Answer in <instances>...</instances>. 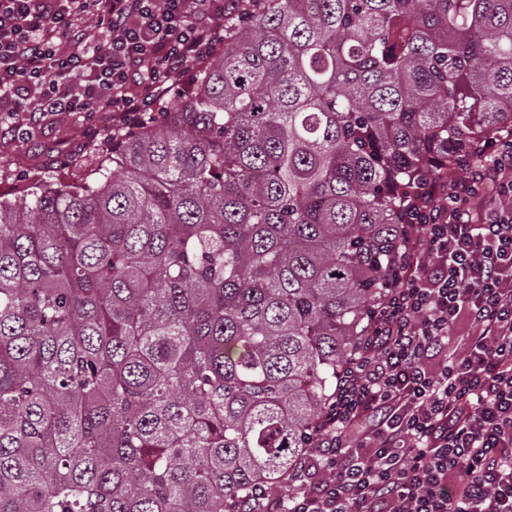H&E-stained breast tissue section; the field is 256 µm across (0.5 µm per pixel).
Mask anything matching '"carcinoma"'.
<instances>
[{"label": "carcinoma", "mask_w": 512, "mask_h": 512, "mask_svg": "<svg viewBox=\"0 0 512 512\" xmlns=\"http://www.w3.org/2000/svg\"><path fill=\"white\" fill-rule=\"evenodd\" d=\"M512 127V0H259L99 176L0 200V512H249L309 450L403 192Z\"/></svg>", "instance_id": "carcinoma-1"}]
</instances>
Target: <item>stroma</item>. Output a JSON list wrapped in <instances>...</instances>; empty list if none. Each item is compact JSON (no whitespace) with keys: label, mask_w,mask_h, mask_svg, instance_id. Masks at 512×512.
<instances>
[{"label":"stroma","mask_w":512,"mask_h":512,"mask_svg":"<svg viewBox=\"0 0 512 512\" xmlns=\"http://www.w3.org/2000/svg\"><path fill=\"white\" fill-rule=\"evenodd\" d=\"M119 124L115 112L46 117L32 140L0 130V197H22L35 182L79 186L94 178L98 148Z\"/></svg>","instance_id":"obj_1"}]
</instances>
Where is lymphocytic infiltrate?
Wrapping results in <instances>:
<instances>
[{
	"label": "lymphocytic infiltrate",
	"mask_w": 512,
	"mask_h": 512,
	"mask_svg": "<svg viewBox=\"0 0 512 512\" xmlns=\"http://www.w3.org/2000/svg\"><path fill=\"white\" fill-rule=\"evenodd\" d=\"M246 0H0V119L152 116ZM499 203L480 210L488 187ZM282 512H512V129L416 182Z\"/></svg>",
	"instance_id": "lymphocytic-infiltrate-1"
}]
</instances>
